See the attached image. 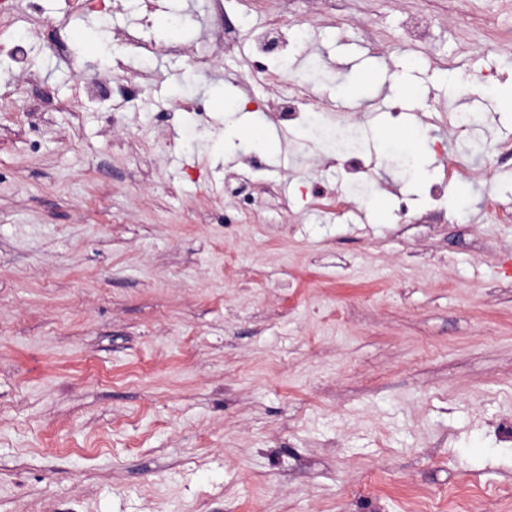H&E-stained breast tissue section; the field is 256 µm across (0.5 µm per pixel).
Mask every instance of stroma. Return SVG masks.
Returning a JSON list of instances; mask_svg holds the SVG:
<instances>
[{
    "mask_svg": "<svg viewBox=\"0 0 512 512\" xmlns=\"http://www.w3.org/2000/svg\"><path fill=\"white\" fill-rule=\"evenodd\" d=\"M64 6L0 5V512H512V0H118L59 48ZM119 65L116 124L80 78ZM281 76L355 162L276 121ZM243 112L276 149L225 150ZM289 27L290 23L288 22V19L276 16L271 22L268 34L257 42L256 55L261 59L260 64L262 71L267 68V65L263 63L262 59L269 51L270 34L276 35L279 42L285 44L287 42L285 35Z\"/></svg>",
    "mask_w": 512,
    "mask_h": 512,
    "instance_id": "1",
    "label": "stroma"
}]
</instances>
